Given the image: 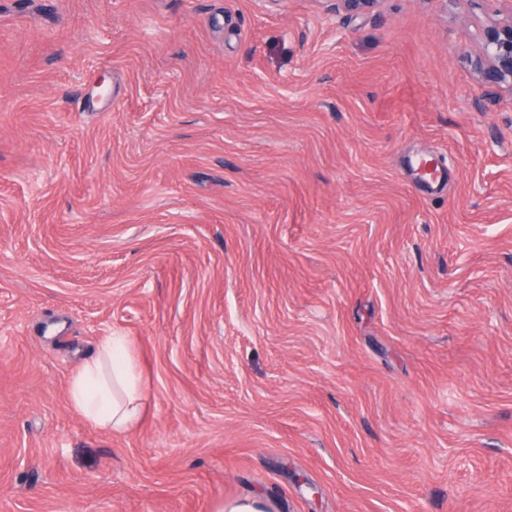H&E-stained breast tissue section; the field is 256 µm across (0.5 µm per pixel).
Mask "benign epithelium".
Segmentation results:
<instances>
[{
    "mask_svg": "<svg viewBox=\"0 0 512 512\" xmlns=\"http://www.w3.org/2000/svg\"><path fill=\"white\" fill-rule=\"evenodd\" d=\"M333 10L352 16H366L376 12L383 0H333ZM508 4L509 19L493 22L482 29L479 51L474 56V69L478 74L483 94L477 102L481 112L494 103L496 90H512V0H498Z\"/></svg>",
    "mask_w": 512,
    "mask_h": 512,
    "instance_id": "1",
    "label": "benign epithelium"
}]
</instances>
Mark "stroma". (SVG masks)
I'll use <instances>...</instances> for the list:
<instances>
[{"instance_id": "obj_1", "label": "stroma", "mask_w": 512, "mask_h": 512, "mask_svg": "<svg viewBox=\"0 0 512 512\" xmlns=\"http://www.w3.org/2000/svg\"><path fill=\"white\" fill-rule=\"evenodd\" d=\"M491 16L0 0V512H512ZM113 333L123 434L69 395Z\"/></svg>"}]
</instances>
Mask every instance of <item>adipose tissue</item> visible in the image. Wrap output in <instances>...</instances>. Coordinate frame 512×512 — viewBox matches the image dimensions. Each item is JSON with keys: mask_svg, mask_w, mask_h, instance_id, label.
I'll use <instances>...</instances> for the list:
<instances>
[{"mask_svg": "<svg viewBox=\"0 0 512 512\" xmlns=\"http://www.w3.org/2000/svg\"><path fill=\"white\" fill-rule=\"evenodd\" d=\"M70 399L94 426L124 433L138 424L144 400L126 337L112 335L100 341L95 357L74 378Z\"/></svg>", "mask_w": 512, "mask_h": 512, "instance_id": "1", "label": "adipose tissue"}]
</instances>
